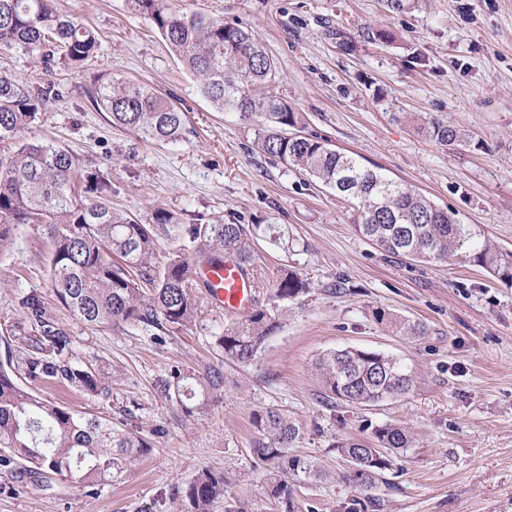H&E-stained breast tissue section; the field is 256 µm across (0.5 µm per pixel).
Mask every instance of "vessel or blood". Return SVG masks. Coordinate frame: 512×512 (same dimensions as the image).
<instances>
[{"label": "vessel or blood", "instance_id": "1", "mask_svg": "<svg viewBox=\"0 0 512 512\" xmlns=\"http://www.w3.org/2000/svg\"><path fill=\"white\" fill-rule=\"evenodd\" d=\"M199 280L209 287L211 301L225 314L245 311L255 300L257 282L253 270L228 260L219 266H204L198 271Z\"/></svg>", "mask_w": 512, "mask_h": 512}]
</instances>
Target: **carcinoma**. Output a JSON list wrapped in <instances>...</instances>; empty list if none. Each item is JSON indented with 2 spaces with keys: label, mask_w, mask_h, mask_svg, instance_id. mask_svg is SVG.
I'll return each instance as SVG.
<instances>
[{
  "label": "carcinoma",
  "mask_w": 512,
  "mask_h": 512,
  "mask_svg": "<svg viewBox=\"0 0 512 512\" xmlns=\"http://www.w3.org/2000/svg\"><path fill=\"white\" fill-rule=\"evenodd\" d=\"M130 10L151 20L182 66L198 80V90L218 112L231 111L255 123L256 146L285 168L298 170L356 202V231L382 252L411 260H442L464 256L495 278L512 283V251L488 238L479 239L470 225L405 182L390 179L361 163L354 154L330 148L324 141L300 134L303 115L287 101L263 92L276 78L273 59L246 29L201 13H188L175 0H127ZM34 55L48 72L78 69L95 58L99 43L93 29L59 15L54 0H0V48ZM64 96L54 81L27 85L0 75V141H14L15 150L0 154V258L12 248L23 224L51 226V286L58 301L90 324L161 320L183 325L197 311L195 267L230 259L248 267L252 243L266 238L288 252L294 238L275 224H193L186 238L191 253L176 245L157 257L155 226L177 218L159 209L154 223L142 224L112 210L111 184L94 168L79 166L69 151L52 142H24L22 134L48 103ZM98 112L144 141L174 143L189 132L188 118L172 100L150 86L112 76L88 93ZM423 131L435 142L461 141L450 125L431 122ZM309 283L285 268L276 285L274 305L258 306L241 323L224 330L217 345L224 356L240 363L255 360L265 342L281 327L288 303L308 293ZM25 320L38 335L20 358L31 377L66 381L90 394L108 389L102 377L71 363L66 331L47 315L41 299L21 302ZM379 321L395 325L411 338L425 335V326L399 321L378 310ZM324 404H377L411 394L417 372L401 358L363 349L334 350L316 364ZM13 367L0 364V468L19 458L27 471L48 474L82 487L112 477L147 454L150 440L137 432L112 427L94 414H79L47 400L15 380ZM159 391L186 416L202 413L224 396V373L204 374L170 368ZM258 432L253 452L267 467L265 494L279 512H298L291 487L332 478L321 464L288 453L303 436L302 428L275 408L253 415ZM376 447L364 440L339 441L332 448L348 465L344 479L355 488L373 486L391 466V454L410 445L406 429L395 424L372 428ZM224 496V476L201 471L172 499L185 498L191 512H211Z\"/></svg>",
  "instance_id": "obj_1"
}]
</instances>
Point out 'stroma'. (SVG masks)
Segmentation results:
<instances>
[{
    "label": "stroma",
    "instance_id": "obj_1",
    "mask_svg": "<svg viewBox=\"0 0 512 512\" xmlns=\"http://www.w3.org/2000/svg\"><path fill=\"white\" fill-rule=\"evenodd\" d=\"M183 2L261 41L277 70L268 91L302 112L305 134L358 155L512 250V0H404L396 12L386 0ZM55 7L91 26L99 49L83 68L50 73L35 57L0 50V73L66 88L24 141H54L99 168L112 183L113 209L143 224L162 208L184 226L233 219L287 225L301 250L253 245L258 302L268 303L287 266L310 291L291 303L259 356L242 364L216 343L236 317L201 288L197 312L183 326L81 321L50 286L49 225L20 226L0 258V364L33 340L21 301L40 296L66 330L75 362L109 376L112 387L93 396L23 372L20 384L70 410L105 416L153 448L91 494L69 480L34 481L14 464L0 473V512H186L187 503L172 502L169 490L206 469L223 474L227 496L245 512H276L253 454V414L266 407L302 427L293 454L320 459L337 474L333 482L296 486L303 510L342 512V503L358 496L366 512H512V285L462 257L383 256L356 232L353 204L266 156L253 124L238 114L213 111L195 77L126 0H55ZM366 26L393 33V41L363 40ZM336 28L347 44L333 36ZM109 73L175 95L188 118L186 138L143 142L113 128L86 96ZM434 121L453 126L462 141L445 147L423 136L420 126ZM379 309L422 322L425 335H398L374 318ZM344 348L403 358L420 382L407 397L330 412L315 363ZM174 365L223 370V403L184 416L157 390ZM385 423L408 428L413 442L393 455L372 488L356 491L331 444L370 439Z\"/></svg>",
    "mask_w": 512,
    "mask_h": 512
}]
</instances>
